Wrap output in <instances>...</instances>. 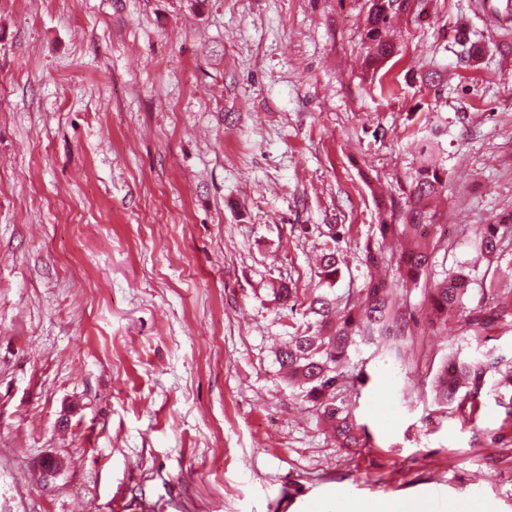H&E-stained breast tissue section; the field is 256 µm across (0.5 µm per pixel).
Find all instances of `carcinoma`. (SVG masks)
I'll return each instance as SVG.
<instances>
[{
    "mask_svg": "<svg viewBox=\"0 0 512 512\" xmlns=\"http://www.w3.org/2000/svg\"><path fill=\"white\" fill-rule=\"evenodd\" d=\"M368 10L362 32L367 69L377 70L395 54L387 39L391 19L411 7V0H367ZM447 190L446 172L431 160H424L415 172L408 189L405 206L400 212L402 223L378 224L376 232L384 239L400 234L408 238V246L398 258V282H417L432 265L437 250L441 224L434 200ZM512 225L488 224L477 237V248L496 255L506 230ZM368 279L364 288L349 294L342 309L336 297L327 292L313 295L306 306L311 315L305 329L291 336L279 351L277 361L288 373V381L303 389L322 417L330 422L336 435L349 447H358L366 435V426L357 423L350 409L336 403L335 391L343 380V369L349 363V349L356 338L386 340L404 335V315L392 310L389 293L392 285L373 275L381 264L382 251L366 246L364 250ZM341 259L336 250H328L321 258L320 276L334 285L341 275ZM471 285L470 274L457 269L442 279L429 282L427 312L431 321L447 325L448 311H458L476 327H486L502 317L503 310L489 306L468 309L465 300ZM488 366L481 362L446 359L439 366L433 382L437 405L461 408L465 402L475 403L480 386L485 382Z\"/></svg>",
    "mask_w": 512,
    "mask_h": 512,
    "instance_id": "obj_1",
    "label": "carcinoma"
}]
</instances>
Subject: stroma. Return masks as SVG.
I'll list each match as a JSON object with an SVG mask.
<instances>
[{
	"mask_svg": "<svg viewBox=\"0 0 512 512\" xmlns=\"http://www.w3.org/2000/svg\"><path fill=\"white\" fill-rule=\"evenodd\" d=\"M426 10L373 74L366 0H0V512H512V237L474 247L512 213V6ZM428 138L449 229L430 274L465 268L467 308L493 289L506 315L432 333L424 284L400 291L399 353H349L369 380L336 399L370 438L343 448L276 355L313 291L363 287L376 202L403 203ZM446 356L498 364L476 417L434 402ZM508 229L512 233V225L487 224L477 237V248L488 255L498 254L500 242ZM342 512H431L432 506L427 500H400L395 498H380L368 504L349 503Z\"/></svg>",
	"mask_w": 512,
	"mask_h": 512,
	"instance_id": "1",
	"label": "stroma"
}]
</instances>
